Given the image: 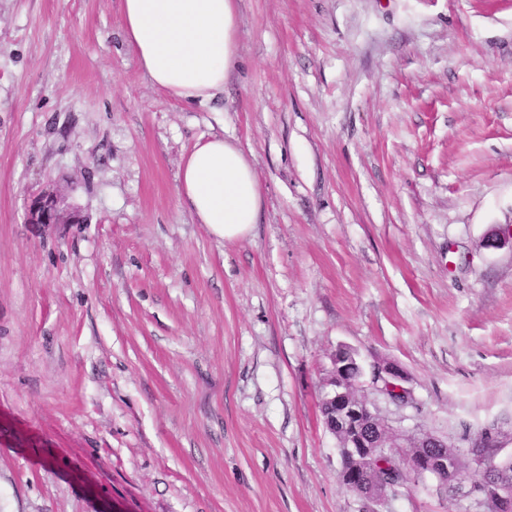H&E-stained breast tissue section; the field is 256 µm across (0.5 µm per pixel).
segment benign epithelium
Listing matches in <instances>:
<instances>
[{"label":"benign epithelium","mask_w":512,"mask_h":512,"mask_svg":"<svg viewBox=\"0 0 512 512\" xmlns=\"http://www.w3.org/2000/svg\"><path fill=\"white\" fill-rule=\"evenodd\" d=\"M27 221L30 224H75L76 216L65 212L61 207V198L54 192L42 191L35 195L28 206ZM406 380L405 372L398 364L385 360L377 359L370 366L371 386L387 395L391 400L406 404L410 399V391L401 385ZM332 386V399L337 404V411L329 419L327 426L334 428L343 423L349 407L345 403V384L341 377L340 370L336 369L330 379ZM399 442H391L393 448H408L411 443L420 439L431 444L434 448L448 447V440L439 436L423 432L413 435L401 434L397 436ZM380 440L377 436H353L347 439L345 443L346 451L357 457L374 459V452L378 449ZM499 452L498 445H494L482 440H476L469 445L468 463L466 469H458L448 460V455L443 452L433 455L427 462L428 472L439 478L448 479V483H470V491L477 495L479 499L503 498L512 492V489L498 484L488 482V475L496 468V458ZM371 473L369 469L361 470L360 474L354 477L359 497L366 501L380 502L386 493L374 494L366 490L365 480Z\"/></svg>","instance_id":"1"}]
</instances>
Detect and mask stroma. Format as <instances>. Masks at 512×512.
<instances>
[{
	"label": "stroma",
	"mask_w": 512,
	"mask_h": 512,
	"mask_svg": "<svg viewBox=\"0 0 512 512\" xmlns=\"http://www.w3.org/2000/svg\"><path fill=\"white\" fill-rule=\"evenodd\" d=\"M206 103L151 85L119 0H0V512H365L319 402L401 366L393 428L512 455V0H238ZM249 155L232 244L185 154ZM61 194L76 224H30ZM377 512H486L434 479ZM178 196L199 223L225 243L250 236L263 206L251 160L224 135L199 141L186 154ZM336 357L334 360L335 364V370L333 372V375L330 379V385L333 387L332 389V399L325 396L321 399L320 402V413L323 417V414H329L331 410L334 408V402L337 404V411H335V414L329 419L326 427L334 428L336 429V426L341 425L343 421L345 420L347 414L349 413V407L345 403V384L341 377V372L338 367L343 370L345 373V378L348 382V387L350 389V395L352 397L361 398L362 395L360 394V390L358 387V381L361 380V378L364 375L363 368L359 364L357 360V353L355 350L351 349L343 358L340 360V362L337 364L338 367H336ZM405 380L404 370L392 361L377 359L370 366L371 386L397 403L407 404L410 399V391L399 383Z\"/></svg>",
	"instance_id": "35a3bbf8"
}]
</instances>
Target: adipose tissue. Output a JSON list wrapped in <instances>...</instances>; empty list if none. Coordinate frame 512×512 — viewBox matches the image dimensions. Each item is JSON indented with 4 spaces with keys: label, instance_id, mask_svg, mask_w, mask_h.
Instances as JSON below:
<instances>
[{
    "label": "adipose tissue",
    "instance_id": "adipose-tissue-1",
    "mask_svg": "<svg viewBox=\"0 0 512 512\" xmlns=\"http://www.w3.org/2000/svg\"><path fill=\"white\" fill-rule=\"evenodd\" d=\"M124 40L151 84L166 96L205 101L237 67V0H119ZM178 196L217 239L251 235L263 197L251 160L213 135L183 159Z\"/></svg>",
    "mask_w": 512,
    "mask_h": 512
}]
</instances>
